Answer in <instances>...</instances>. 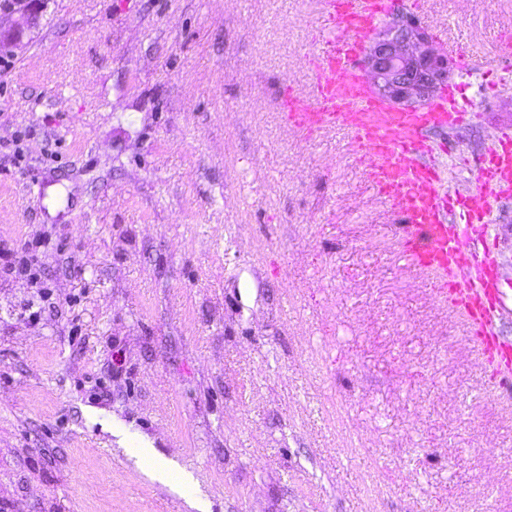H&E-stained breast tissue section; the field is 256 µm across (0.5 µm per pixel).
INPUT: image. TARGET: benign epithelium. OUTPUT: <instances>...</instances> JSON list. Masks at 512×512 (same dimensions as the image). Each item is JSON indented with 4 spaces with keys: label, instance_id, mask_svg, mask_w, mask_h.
Here are the masks:
<instances>
[{
    "label": "benign epithelium",
    "instance_id": "obj_1",
    "mask_svg": "<svg viewBox=\"0 0 512 512\" xmlns=\"http://www.w3.org/2000/svg\"><path fill=\"white\" fill-rule=\"evenodd\" d=\"M12 23L0 25V46H14L24 31L38 21L29 5L9 12ZM361 71L372 91L397 108L423 105L448 86V55L428 28L409 13L398 10L370 38Z\"/></svg>",
    "mask_w": 512,
    "mask_h": 512
}]
</instances>
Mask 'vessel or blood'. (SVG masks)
Returning a JSON list of instances; mask_svg holds the SVG:
<instances>
[{"mask_svg": "<svg viewBox=\"0 0 512 512\" xmlns=\"http://www.w3.org/2000/svg\"><path fill=\"white\" fill-rule=\"evenodd\" d=\"M317 47L306 60V92L286 89L281 118L304 136L340 130L368 161L367 178L395 217L393 232L407 266L433 274L464 333L492 368L490 381L512 393V338L500 324L512 320L496 250L498 225L491 217L512 197V130L501 129L482 166L459 177L446 159L445 143L433 131L467 122L477 106L466 83L448 87L430 104L397 110L372 94L356 72L370 33L394 0H321ZM500 85L512 82V39L495 48Z\"/></svg>", "mask_w": 512, "mask_h": 512, "instance_id": "obj_1", "label": "vessel or blood"}]
</instances>
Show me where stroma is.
I'll return each mask as SVG.
<instances>
[{"label": "stroma", "mask_w": 512, "mask_h": 512, "mask_svg": "<svg viewBox=\"0 0 512 512\" xmlns=\"http://www.w3.org/2000/svg\"><path fill=\"white\" fill-rule=\"evenodd\" d=\"M421 4L480 61L512 35V0ZM41 10L0 48V245L43 261L0 277V512H193L118 430L210 512H512V397L346 136L280 118L317 0ZM465 80L474 162L512 90Z\"/></svg>", "instance_id": "1"}]
</instances>
